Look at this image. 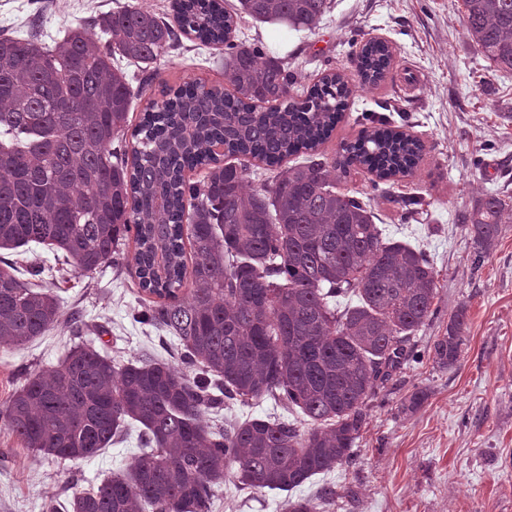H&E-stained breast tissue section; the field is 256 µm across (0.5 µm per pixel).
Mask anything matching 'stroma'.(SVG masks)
I'll return each instance as SVG.
<instances>
[{
  "mask_svg": "<svg viewBox=\"0 0 512 512\" xmlns=\"http://www.w3.org/2000/svg\"><path fill=\"white\" fill-rule=\"evenodd\" d=\"M117 0H0V28L38 23L49 38L92 24ZM238 37L283 60L307 88L330 72L344 74L355 92L342 120L319 150L337 156L343 143L385 121L420 138L425 149L414 175L383 182L351 168L337 187L369 200L384 237L426 250L439 273L438 310L412 338L421 354L377 389L356 461L316 475L297 489L316 497L327 483L336 500L325 512H512V222L482 266L470 260L468 216L480 199L500 194L512 205V72L493 71L462 24V0H333L315 31H291L242 18ZM389 43L385 79L362 85L354 57L369 38ZM223 50L183 40L153 64L150 96L190 80L225 84ZM423 197L425 213L409 216L403 198ZM133 244L90 277L62 255L30 244L19 258L56 267L50 290L61 326L18 347H0V404L43 368L67 355V319L83 322L97 350L126 362L150 351L172 360L170 338L133 322L146 295L137 285ZM467 311L455 369L438 368L428 353L450 316ZM423 392L415 410L409 397ZM139 428L125 441L85 460L57 459L21 448L0 420V512H70L73 494L125 472L139 453ZM284 492L255 490L227 478L211 512H280Z\"/></svg>",
  "mask_w": 512,
  "mask_h": 512,
  "instance_id": "obj_1",
  "label": "stroma"
}]
</instances>
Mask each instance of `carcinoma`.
<instances>
[{
  "mask_svg": "<svg viewBox=\"0 0 512 512\" xmlns=\"http://www.w3.org/2000/svg\"><path fill=\"white\" fill-rule=\"evenodd\" d=\"M462 22L489 66L512 71V0H462ZM332 0H172L174 22L124 3L92 28L47 43L38 26L17 39L0 29V250L31 242L60 252L80 275L134 243L138 287L155 297L133 321L177 342L178 364L146 353L120 363L76 338L64 360L9 396L0 417L24 448L71 460L120 442L141 425L128 470L74 493L72 512H210L216 488L290 492L355 461V444L379 384L420 359L411 336L437 311L438 272L426 251L383 237L363 198L336 189L350 166L382 180L409 175L417 139L376 127L316 153L340 119L350 89L328 73L306 91L277 58L234 41V16L311 31ZM224 47L219 85L186 82L150 101L122 148L135 100L122 61L145 73L178 33ZM384 44L363 47L361 77L381 81ZM250 157L275 169L251 194L252 172L224 162ZM304 162L281 168L292 155ZM201 170L194 181L186 173ZM508 204L483 198L469 216L471 262L496 247ZM50 270L0 268V346H19L60 323L42 289ZM186 295H181L186 284ZM359 304L340 307V299ZM466 308L431 348L456 367ZM265 396L300 415L216 419ZM306 429H301V426ZM285 512H316L287 497Z\"/></svg>",
  "mask_w": 512,
  "mask_h": 512,
  "instance_id": "1",
  "label": "carcinoma"
}]
</instances>
